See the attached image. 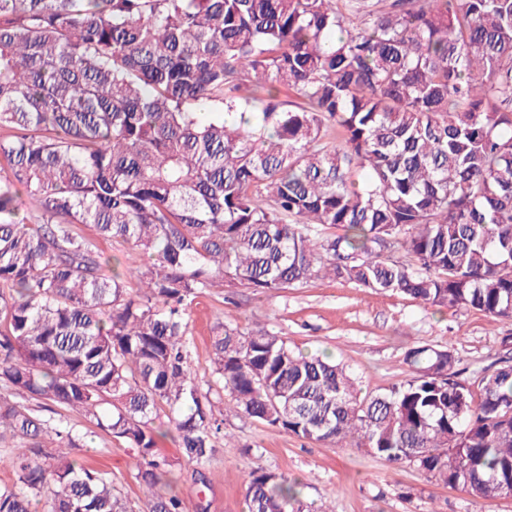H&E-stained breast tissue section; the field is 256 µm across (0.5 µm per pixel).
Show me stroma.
<instances>
[{
	"mask_svg": "<svg viewBox=\"0 0 512 512\" xmlns=\"http://www.w3.org/2000/svg\"><path fill=\"white\" fill-rule=\"evenodd\" d=\"M187 322L188 368L210 387L224 429L207 461L182 464L172 473L183 512H244V481L254 470L301 478L305 500L315 510L327 504L333 512H512V498L476 500L428 481L412 465L388 464L367 448L306 441L225 413L227 394L216 385L212 348L218 324L244 329L262 323L296 349L335 358L362 392L375 394L409 377L404 356L416 345L451 347L465 377L478 375L502 356L500 342L512 336V321L473 309L438 312L407 296L319 278L260 296L213 288L192 302ZM70 421L88 440L73 457L108 471L133 512H145L151 493L137 477L127 443L83 416L71 415Z\"/></svg>",
	"mask_w": 512,
	"mask_h": 512,
	"instance_id": "stroma-1",
	"label": "stroma"
}]
</instances>
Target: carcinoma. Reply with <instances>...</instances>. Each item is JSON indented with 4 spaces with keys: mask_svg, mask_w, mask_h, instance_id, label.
<instances>
[{
    "mask_svg": "<svg viewBox=\"0 0 512 512\" xmlns=\"http://www.w3.org/2000/svg\"><path fill=\"white\" fill-rule=\"evenodd\" d=\"M2 129L0 439L16 448L0 512H130L66 452L85 441L60 408L135 451L149 512H182L155 488L222 430L185 321L216 286L324 273L512 319V0H0ZM74 224L143 263L106 272ZM212 346L237 416L512 497V336L473 382L451 348L419 345L405 381L363 397L264 326L222 325ZM163 407L180 459L157 452ZM245 503L309 508L298 479L264 470Z\"/></svg>",
    "mask_w": 512,
    "mask_h": 512,
    "instance_id": "cac0c4a2",
    "label": "carcinoma"
}]
</instances>
